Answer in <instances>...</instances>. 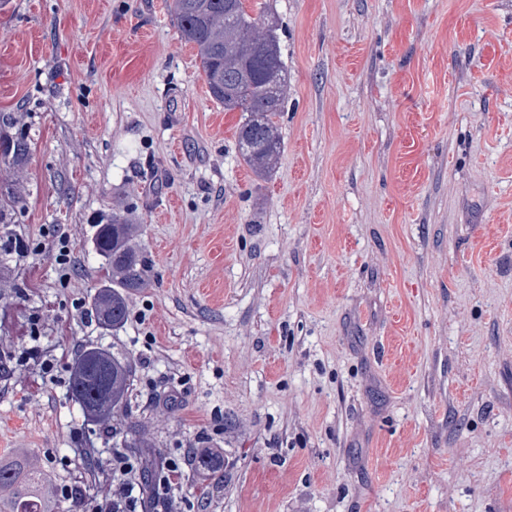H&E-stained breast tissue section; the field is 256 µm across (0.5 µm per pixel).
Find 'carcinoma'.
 I'll use <instances>...</instances> for the list:
<instances>
[{"mask_svg":"<svg viewBox=\"0 0 512 512\" xmlns=\"http://www.w3.org/2000/svg\"><path fill=\"white\" fill-rule=\"evenodd\" d=\"M247 0H173L181 39L194 45L210 96L227 112L239 111V154L255 173L273 170L281 151L276 118L283 112L288 86L279 25L266 10L250 13ZM133 224L114 213L97 223L95 250L102 258L106 285L93 301V312L106 330L126 318L125 293L151 278L146 254L130 244ZM132 366L86 346L74 362L70 393L84 414L94 417L105 406L121 411L127 404ZM49 475L19 458L0 459V486L11 490L0 499V512H66L60 502L41 496Z\"/></svg>","mask_w":512,"mask_h":512,"instance_id":"1","label":"carcinoma"}]
</instances>
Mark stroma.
Returning <instances> with one entry per match:
<instances>
[{
	"label": "stroma",
	"instance_id": "1",
	"mask_svg": "<svg viewBox=\"0 0 512 512\" xmlns=\"http://www.w3.org/2000/svg\"><path fill=\"white\" fill-rule=\"evenodd\" d=\"M288 93L274 171L241 158L172 0H0V454L105 495L110 453L184 465V512H512V0H266ZM151 259L108 331L95 222ZM61 267L42 251L59 225ZM129 358L142 448L71 399ZM54 356L51 371L28 350ZM44 248H48L55 253V258L59 265L67 267L72 262L73 244L71 234L67 231H60L54 240L44 245Z\"/></svg>",
	"mask_w": 512,
	"mask_h": 512
}]
</instances>
